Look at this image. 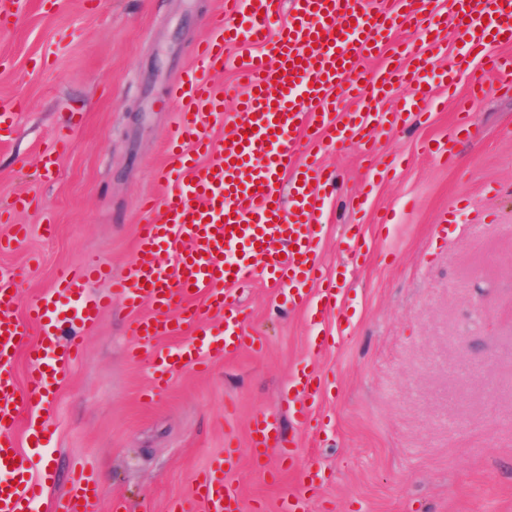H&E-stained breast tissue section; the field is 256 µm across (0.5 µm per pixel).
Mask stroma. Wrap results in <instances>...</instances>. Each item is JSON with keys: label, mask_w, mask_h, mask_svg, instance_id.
<instances>
[{"label": "stroma", "mask_w": 512, "mask_h": 512, "mask_svg": "<svg viewBox=\"0 0 512 512\" xmlns=\"http://www.w3.org/2000/svg\"><path fill=\"white\" fill-rule=\"evenodd\" d=\"M440 50H427V78L454 66L459 51L451 0H439ZM221 0H19L0 34V99L20 110L0 143V238L24 224V240L0 249V269L19 272L27 305L59 274L89 262L111 276L91 281L108 294L136 251L142 201L179 123L170 87L195 65ZM483 86L457 132L455 103L410 116L380 136L388 166L364 211L351 197L368 175L355 145L327 143L318 157L337 177L322 219L326 274L349 260L354 227L363 255L343 284L340 314L313 324L270 285L252 282L234 300L247 312L256 351L187 368L153 387V360L131 359L134 313L113 300L83 327L84 349L49 397L25 405L15 429L33 453L42 492L33 512H50L89 464L101 497L95 512H169L224 452L243 451L231 479L245 512H277L282 496H303L309 512H512V96L472 63L454 87ZM80 126H73L74 114ZM452 140L449 160L423 151ZM53 148L52 173L42 151ZM25 209L14 210L18 197ZM389 213L391 224L378 218ZM56 227L53 236L44 225ZM330 335L321 353L313 339ZM323 378L316 427L301 428L284 400L306 362ZM281 417L293 463L279 449L261 461L246 452L253 418ZM51 415L32 437L29 424Z\"/></svg>", "instance_id": "obj_1"}]
</instances>
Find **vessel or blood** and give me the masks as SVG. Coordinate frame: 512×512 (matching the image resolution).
<instances>
[{"instance_id":"b4317fda","label":"vessel or blood","mask_w":512,"mask_h":512,"mask_svg":"<svg viewBox=\"0 0 512 512\" xmlns=\"http://www.w3.org/2000/svg\"><path fill=\"white\" fill-rule=\"evenodd\" d=\"M452 6L464 43L457 69H467L488 33L512 42V0H453ZM286 7L291 10L288 23L269 33L271 18ZM243 14L249 19L244 29L235 23ZM211 25L213 35L196 48L197 67L187 69L170 90L169 102L181 121L167 143L170 164L158 173L168 190L145 201L149 219L140 229L136 255L125 274L113 280L111 295L85 297L86 284L108 277L110 270L102 263L84 265L63 273L53 289L21 313L15 276L0 271V512H30L40 493L33 460L18 453L13 432L23 404L33 397L46 399L79 353L80 338L64 333L66 323L94 321L116 296L132 310L149 306L151 315L131 325L135 356L160 337L193 327L194 336L180 348L159 353L156 380L163 383L181 369L203 366L205 356H232L254 346V338L243 332V309L229 299L230 291L253 280L281 289L291 305L321 321L338 308L342 296L337 278L323 274L315 231L329 198L328 176L313 160L323 133L335 126L336 143L359 145L375 171L380 166L378 133L426 112L434 102L425 87L429 60L417 48L441 25L431 0H415L403 12L372 8L369 0H224ZM395 28L414 36L403 49L408 64L367 71L366 52L381 44L383 32ZM241 37L257 51L242 66L246 92L239 109L228 113L208 73L223 65L225 48ZM484 66L502 76L501 88L511 94L512 55L488 57ZM395 80L407 84L409 94L389 111H378ZM340 97L356 100L361 111L334 117ZM216 121L232 127L218 141L205 132ZM304 152L310 161L294 166L293 158ZM168 253L173 263H166ZM197 293L204 296L203 305L193 304ZM75 296L80 303L73 316H66L64 302ZM171 310L179 311L178 323L166 319ZM213 316L222 317V334L206 327ZM34 330L41 339L29 350L30 366L21 385L13 353ZM321 382L320 372L307 363L289 381V393L304 400L298 409L301 419L309 418V403L321 394ZM248 447L256 459L272 447L280 448L285 459L293 457L273 413L254 418ZM238 459L237 444H228L223 457L196 478L192 497L170 512H243L230 480ZM99 492L90 476L80 475L51 512H93Z\"/></svg>"}]
</instances>
